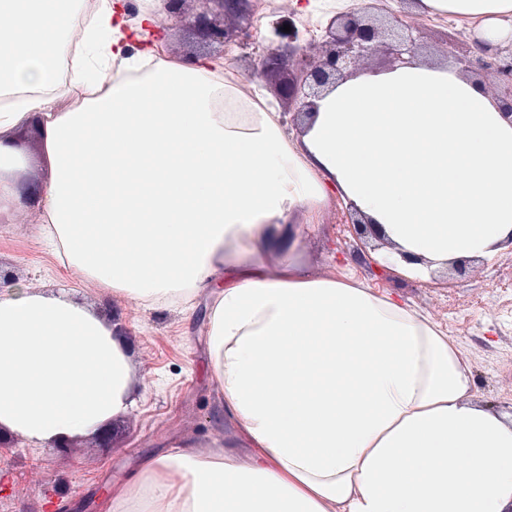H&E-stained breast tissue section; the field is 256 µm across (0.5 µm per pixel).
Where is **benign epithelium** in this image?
<instances>
[{
	"instance_id": "benign-epithelium-1",
	"label": "benign epithelium",
	"mask_w": 512,
	"mask_h": 512,
	"mask_svg": "<svg viewBox=\"0 0 512 512\" xmlns=\"http://www.w3.org/2000/svg\"><path fill=\"white\" fill-rule=\"evenodd\" d=\"M184 0H167L168 12L175 18V24L203 42L228 43L225 30V14L246 6L247 0H197L200 9L196 12L182 11ZM290 31H283L278 25L273 29L274 40H288L289 52L298 57L301 78L287 81L280 86L281 97L294 104L296 116L307 115L314 107L313 99L336 86V80L355 66L368 54L383 47L395 60L401 62L404 56L417 55L418 45L413 27L406 21V15L391 13L383 22L366 12L351 10L337 15L327 23L319 52L308 54V46L300 44V30L293 21H288ZM474 58H464L461 63L467 71L491 72L507 83L509 91L500 98L504 107L503 116L512 120V46H492L484 40L473 39ZM284 55L277 49L266 47L260 56V66L254 68L251 76L261 75L283 63Z\"/></svg>"
}]
</instances>
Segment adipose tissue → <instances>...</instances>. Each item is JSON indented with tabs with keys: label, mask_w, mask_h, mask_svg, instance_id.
Segmentation results:
<instances>
[{
	"label": "adipose tissue",
	"mask_w": 512,
	"mask_h": 512,
	"mask_svg": "<svg viewBox=\"0 0 512 512\" xmlns=\"http://www.w3.org/2000/svg\"><path fill=\"white\" fill-rule=\"evenodd\" d=\"M0 0V158L39 119L56 176L37 202L57 255L155 308L210 295L212 381L247 447L180 441L113 485L106 512H512V418L473 399L429 317L320 278L293 214L341 199L419 274L512 239V121L477 81L416 63L340 81L300 132L239 96L224 62L171 59L150 12ZM512 41V0H417ZM71 106L60 111L61 99ZM127 345L73 289L0 295V432L34 448L133 404Z\"/></svg>",
	"instance_id": "obj_1"
}]
</instances>
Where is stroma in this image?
Masks as SVG:
<instances>
[{
    "label": "stroma",
    "mask_w": 512,
    "mask_h": 512,
    "mask_svg": "<svg viewBox=\"0 0 512 512\" xmlns=\"http://www.w3.org/2000/svg\"><path fill=\"white\" fill-rule=\"evenodd\" d=\"M132 10L149 8L165 36V53L187 59L223 58L227 77L253 79L277 110L290 106L278 94L279 73L252 77L264 37L273 22L291 17L303 42L320 39L328 20L353 8L381 16L402 8L400 0H311L299 12L294 0H250L242 14H228L229 49L205 44L176 27L163 0H128ZM419 61L444 63L443 50L455 44L456 56L471 49L470 26L450 18L418 15ZM12 181L50 183L53 165L43 145L20 149L15 164L0 173ZM346 209L333 201L317 215L299 214L306 228L300 257L317 276H350L389 291L427 314L456 341L469 359L473 396L479 403L512 414V249L488 261L429 277L388 266L377 273L374 262L383 249L355 239L345 222ZM41 213L18 202L0 205V290L23 286L48 292L78 288L80 298L107 323L116 324L130 347L134 368L133 407L109 421L110 436L79 437L68 448H31L21 439L0 446V471L9 483L0 487V512H103L102 497L112 484L127 480L140 461L178 438L200 443L230 439L220 393L210 380L207 358V297L187 306L145 309L122 297L99 291L95 282L61 266L39 235Z\"/></svg>",
    "instance_id": "35a3bbf8"
}]
</instances>
